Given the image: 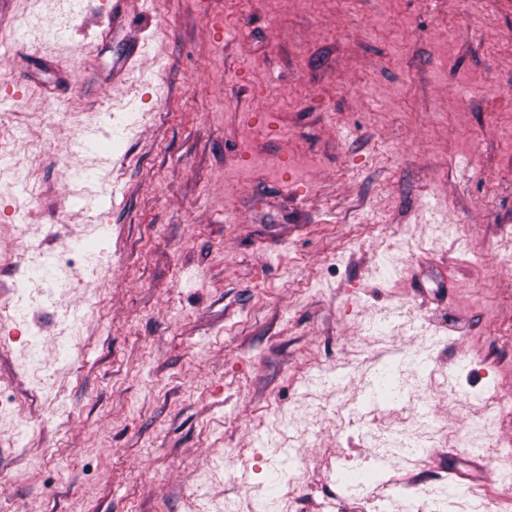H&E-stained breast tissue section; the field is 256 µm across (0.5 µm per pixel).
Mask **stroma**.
<instances>
[{"label": "stroma", "instance_id": "35a3bbf8", "mask_svg": "<svg viewBox=\"0 0 512 512\" xmlns=\"http://www.w3.org/2000/svg\"><path fill=\"white\" fill-rule=\"evenodd\" d=\"M124 10L0 0V512H512V0Z\"/></svg>", "mask_w": 512, "mask_h": 512}]
</instances>
